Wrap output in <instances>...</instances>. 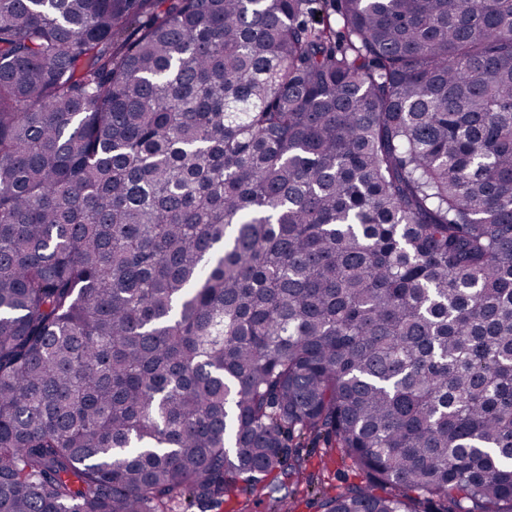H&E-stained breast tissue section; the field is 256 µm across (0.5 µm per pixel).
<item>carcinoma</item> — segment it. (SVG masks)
<instances>
[{
	"instance_id": "1",
	"label": "carcinoma",
	"mask_w": 512,
	"mask_h": 512,
	"mask_svg": "<svg viewBox=\"0 0 512 512\" xmlns=\"http://www.w3.org/2000/svg\"><path fill=\"white\" fill-rule=\"evenodd\" d=\"M512 512V0H0V512ZM300 454L305 459L306 477L298 485H283L279 495L286 494L294 503L293 512H319L314 504L316 488L330 490L333 494L343 490L350 483H358L359 477L342 463L336 448H325V445L311 439L301 440ZM268 501L263 497L252 496L236 490L224 497L219 511L209 512H267Z\"/></svg>"
}]
</instances>
